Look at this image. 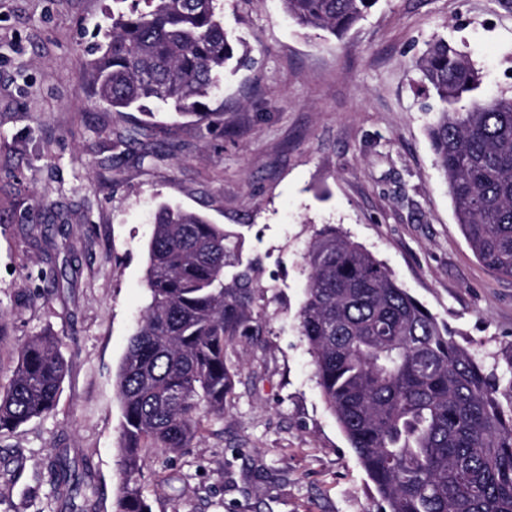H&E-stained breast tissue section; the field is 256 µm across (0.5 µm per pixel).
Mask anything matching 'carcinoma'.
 I'll list each match as a JSON object with an SVG mask.
<instances>
[{
	"instance_id": "cac0c4a2",
	"label": "carcinoma",
	"mask_w": 512,
	"mask_h": 512,
	"mask_svg": "<svg viewBox=\"0 0 512 512\" xmlns=\"http://www.w3.org/2000/svg\"><path fill=\"white\" fill-rule=\"evenodd\" d=\"M299 26L343 37L377 0H281ZM110 26L87 63L97 100L119 114L151 101L196 115L224 68L243 61L221 0H112ZM421 84L439 108L427 128L457 223L476 258L512 278V95L478 94L479 71L447 40L429 44ZM224 225L168 204L147 244L148 303L117 375L122 410L114 512H152L148 452L192 446L205 414L224 415L232 377L225 352L247 335L248 271L224 283ZM299 329L318 385L374 484L379 512H512V354L487 373L448 325L386 266L328 227L303 256ZM57 337L22 345L0 387V432L51 413L66 374ZM53 496L79 483L51 464Z\"/></svg>"
}]
</instances>
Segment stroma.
Here are the masks:
<instances>
[{
    "instance_id": "obj_1",
    "label": "stroma",
    "mask_w": 512,
    "mask_h": 512,
    "mask_svg": "<svg viewBox=\"0 0 512 512\" xmlns=\"http://www.w3.org/2000/svg\"><path fill=\"white\" fill-rule=\"evenodd\" d=\"M252 63L225 70L204 114L123 115L84 79L112 0H0V387L29 336L69 370L54 411L0 433V512H113L117 373L147 303L160 203L223 225L249 271L253 333L226 350L233 391L193 447L153 450L152 512H376L375 487L317 383L298 327L303 255L335 227L484 366L512 348V279L484 267L456 221L426 128L417 61L448 40L512 91V0H378L344 37L304 29L281 0H223ZM224 122L212 126L210 115ZM140 129L137 143L117 132ZM64 459L95 493L49 499Z\"/></svg>"
}]
</instances>
